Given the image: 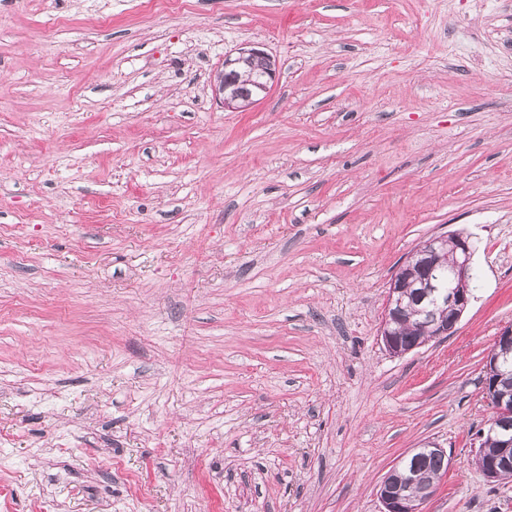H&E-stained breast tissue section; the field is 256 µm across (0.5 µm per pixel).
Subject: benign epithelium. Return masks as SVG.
Returning <instances> with one entry per match:
<instances>
[{"instance_id": "obj_1", "label": "benign epithelium", "mask_w": 512, "mask_h": 512, "mask_svg": "<svg viewBox=\"0 0 512 512\" xmlns=\"http://www.w3.org/2000/svg\"><path fill=\"white\" fill-rule=\"evenodd\" d=\"M261 65V80L251 82V87H240L224 80L226 71L238 65ZM277 75V63L265 51L252 47L240 46L234 53L225 56L224 69L217 72L211 80L213 94L228 110L244 111L260 100L271 90ZM452 246L455 252L454 261L448 268V279L455 288L448 291V296L436 294L439 278L438 267L444 248ZM475 252L470 238L463 233L446 232L431 236L427 242L411 253L409 259L391 278L384 313L379 328V336L386 350L394 357H401L411 349L404 347L397 340L394 324L398 323L403 312L402 281L412 267L424 271V276L417 280L423 298H432V309L427 312L428 332L426 341L446 338L455 333L456 325L471 301V292L467 284L473 277L472 258ZM485 371L495 370L497 377L484 381L483 394L487 401L495 403L494 418L486 422V431L493 432L501 425V419L512 417V394L499 389L500 382L512 375V324L503 326L498 332L494 346L484 362ZM421 450H432L440 455H447V450L437 442L425 440L410 453L403 456L389 471L379 485L378 494L383 505V512H419L422 501L432 496L435 487L420 492L414 498L409 495L412 482L408 478L407 459ZM512 469V439L506 437L497 449L489 464L482 468L486 478L495 480L500 471Z\"/></svg>"}]
</instances>
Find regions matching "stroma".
<instances>
[{
	"mask_svg": "<svg viewBox=\"0 0 512 512\" xmlns=\"http://www.w3.org/2000/svg\"><path fill=\"white\" fill-rule=\"evenodd\" d=\"M255 43L279 77L213 97ZM475 247L454 335L391 277ZM512 322V0H0V512H512L474 463ZM234 54V55H233ZM258 62L261 65L259 73L261 81H251L252 89L240 87L238 84L224 81L227 70H233L238 65ZM277 75V63L271 55L252 46H240L224 58V70L217 72L211 80L215 98H218L224 109L244 111L260 100L271 90ZM451 245L454 248L455 258L448 268L444 263L440 268L442 274H447L448 279L455 285V289L448 291V296L436 295V288H439L437 271L441 264V254L444 248ZM475 252L473 243L468 236L462 232H446L431 236L427 242L411 253L409 259L403 264L396 274L391 278L384 313L379 328V336L386 350L394 357H401L412 350L422 347L423 344L436 338H446L455 333L456 325L467 309L471 301V292L467 284L473 277L472 258ZM416 266L424 271V276L417 280L418 288L411 286L416 280L414 277L406 286L407 297L405 303L413 308L418 304L417 292L423 294V300L432 297V309L427 312L428 332L430 336H419L416 328V320L413 318L410 324L399 328L400 334L394 330V324L398 323L403 312V289L402 281L407 277L408 271ZM443 309L448 312V318L439 315ZM401 341V343L397 340ZM421 345H415L417 341ZM407 346V347H403ZM415 345V346H414ZM414 346V347H413ZM412 347V348H408ZM421 450H432L447 456V450L431 440L421 442L419 446L403 456L379 485L378 494L384 508L383 512H419L421 502L434 494V485L421 491L416 499L408 494L413 482L408 478L407 459ZM437 454L423 451L411 457L410 468L418 484L431 485L447 471L449 457L444 459Z\"/></svg>",
	"mask_w": 512,
	"mask_h": 512,
	"instance_id": "stroma-1",
	"label": "stroma"
}]
</instances>
